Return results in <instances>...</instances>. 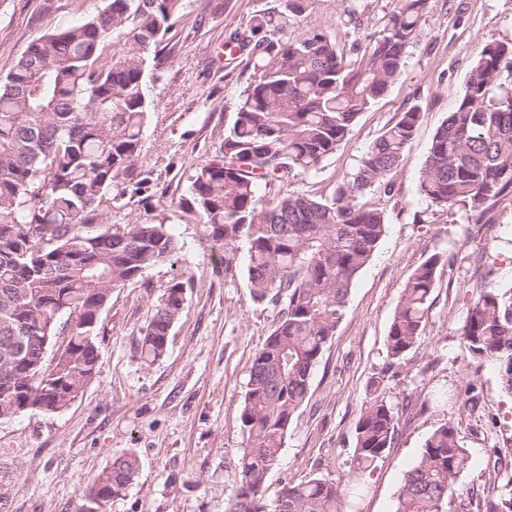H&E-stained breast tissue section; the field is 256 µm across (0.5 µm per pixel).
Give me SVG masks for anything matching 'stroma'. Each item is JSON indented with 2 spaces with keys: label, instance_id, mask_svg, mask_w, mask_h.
I'll use <instances>...</instances> for the list:
<instances>
[{
  "label": "stroma",
  "instance_id": "35a3bbf8",
  "mask_svg": "<svg viewBox=\"0 0 512 512\" xmlns=\"http://www.w3.org/2000/svg\"><path fill=\"white\" fill-rule=\"evenodd\" d=\"M280 2L184 0L165 57L147 84L152 112L138 169L150 182L114 203L107 218L111 224L168 225L180 246L177 259L113 290L97 323L95 373L76 402L59 413L0 420V512H83L93 479L123 454L136 455L140 468L106 512H225L234 496L249 369L278 312L251 297L246 246L221 262L199 215L179 201L189 196L197 167L218 151L251 74L247 55L226 61L225 38L244 29L256 11ZM104 5L0 0V78L42 35L95 16ZM389 8L390 0H309L304 13L290 18L288 34L321 30L348 47L378 30ZM489 42H512V0H429L426 25L399 79L358 117L335 153L298 183L311 194L332 195L382 128L399 112L421 106L405 165L392 175L388 192L366 197L384 211L387 230L352 287L345 317L313 371L308 399L267 475V502L285 484L316 473L349 487L354 429L379 377L399 409L398 436L365 473L351 512H394L405 471L447 422L458 428L471 458L448 512H477L495 461L512 475V395L493 366L473 363L458 333L469 292L486 270L512 285V207L499 209L494 223L464 224L418 191L432 138ZM448 251L458 261L454 270L439 271L420 344L405 364L389 367L387 336L402 288L421 262ZM176 276L188 283L185 305L164 356L150 363L140 355L142 333ZM471 384L479 394L474 409L457 398Z\"/></svg>",
  "mask_w": 512,
  "mask_h": 512
}]
</instances>
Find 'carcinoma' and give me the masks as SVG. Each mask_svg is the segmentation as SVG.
I'll list each match as a JSON object with an SVG mask.
<instances>
[{
  "label": "carcinoma",
  "mask_w": 512,
  "mask_h": 512,
  "mask_svg": "<svg viewBox=\"0 0 512 512\" xmlns=\"http://www.w3.org/2000/svg\"><path fill=\"white\" fill-rule=\"evenodd\" d=\"M308 2L260 10L225 40L231 60L248 51L251 80L218 154L197 168L181 201L200 215L224 261L247 243L251 296L279 308L250 366L240 415L246 445L227 512H342L340 487L322 475L284 485L271 511L265 481L351 288L386 232L385 213L364 197L388 186L422 119L419 106L399 113L331 197L296 188L398 79L429 4L391 0L381 28L355 43L350 59L322 30L285 36L288 18ZM182 8L183 0H105L96 16L32 43L0 80V420L69 407L66 395L77 398L93 377L96 324L112 290L177 253L162 223L116 226L103 218L115 200L149 182L137 171L151 112L148 66ZM121 38L126 50L107 54ZM511 66L512 43L483 46L421 169L420 194L465 224H492L498 209L512 207V82L502 78ZM456 262L453 252L435 253L409 277L387 336L389 366L406 362L422 339L438 267ZM184 288L172 279L154 307L140 346L150 362L166 352ZM460 336L512 393V295L491 270L471 291ZM397 425L395 405L373 383L355 426V485L394 447ZM468 465L458 429L442 424L405 471L394 512H447ZM138 470L137 457L114 458L89 489L88 506L108 503ZM506 506L512 478L479 499L478 512Z\"/></svg>",
  "instance_id": "obj_1"
}]
</instances>
